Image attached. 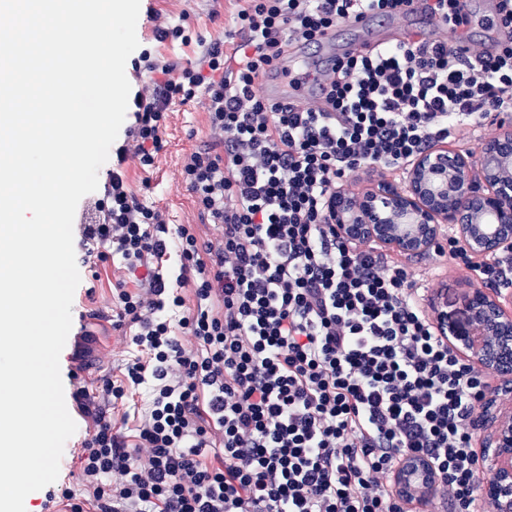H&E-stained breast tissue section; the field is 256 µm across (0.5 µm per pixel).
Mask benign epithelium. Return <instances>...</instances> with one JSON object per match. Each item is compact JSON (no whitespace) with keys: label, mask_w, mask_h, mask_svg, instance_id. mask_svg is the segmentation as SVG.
Here are the masks:
<instances>
[{"label":"benign epithelium","mask_w":512,"mask_h":512,"mask_svg":"<svg viewBox=\"0 0 512 512\" xmlns=\"http://www.w3.org/2000/svg\"><path fill=\"white\" fill-rule=\"evenodd\" d=\"M512 160V128L485 141L480 166L485 169ZM474 163L467 157L450 155L440 149L416 160L414 176L407 191L380 183L362 197L336 195L333 211L342 236L374 239L401 252L428 250L439 237L442 225L453 227L456 240L472 255L495 257L512 254V182L480 183L467 177ZM454 171L458 177L453 201L441 203L444 191L435 185L440 177ZM408 217L400 232L388 223L393 214ZM475 213L493 219L488 225L472 224ZM466 314L461 323L448 321L442 312L435 320L448 333L449 343L476 366L502 381L500 392L512 394V309L499 290L474 285L463 293ZM489 424L493 431L482 443L479 457L482 485L477 509L480 512H512V405L490 398L477 411L476 429Z\"/></svg>","instance_id":"obj_1"}]
</instances>
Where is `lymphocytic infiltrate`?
<instances>
[{
	"label": "lymphocytic infiltrate",
	"mask_w": 512,
	"mask_h": 512,
	"mask_svg": "<svg viewBox=\"0 0 512 512\" xmlns=\"http://www.w3.org/2000/svg\"><path fill=\"white\" fill-rule=\"evenodd\" d=\"M461 2L242 0L193 60L134 61L149 78L129 96L82 242L140 275L137 291L116 285L114 312L147 357L102 392L119 401L147 383L152 404L130 448L98 417L80 455L90 496L71 512H412L393 486L407 454L426 461L450 512H475L485 374L420 305V272L345 239L330 203L362 165L405 171L451 133L480 139L512 113V0H496V49L410 39L337 62L321 99L275 104L260 90L292 43L358 12L398 19L409 4L460 32ZM194 101L208 142L174 182L217 224L204 241L170 227L125 174L154 168L172 106ZM187 285L193 306L173 319Z\"/></svg>",
	"instance_id": "lymphocytic-infiltrate-1"
}]
</instances>
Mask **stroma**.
Listing matches in <instances>:
<instances>
[{
    "mask_svg": "<svg viewBox=\"0 0 512 512\" xmlns=\"http://www.w3.org/2000/svg\"><path fill=\"white\" fill-rule=\"evenodd\" d=\"M240 5L239 0H141L136 34L140 47L150 48L160 56L182 62L193 59L194 48L180 42H156L153 38L151 14L159 13L171 23L189 26L204 40L223 36L225 29ZM207 139L205 114L193 102L175 104L169 123L162 134V149L155 168L143 172L128 168L127 182L131 190L146 204L156 206L169 215L172 224L193 225L197 235L211 236L215 227L201 218L192 197L185 189L176 187L173 174L184 154L202 145ZM81 281L72 304V327L60 356V371L66 406L77 425L75 434L66 443L67 451L57 480L32 492L28 512H63L64 491L82 493L81 464L78 452L81 443L92 432V418L84 416L75 399L76 383L71 377L73 367L89 364L96 370L97 382L119 380L127 362L136 349L130 342L129 327L112 323V291L117 282L134 287L136 278L125 270L120 260L99 261L88 256L83 247H76ZM408 262L432 275L445 273L447 286L438 295L436 305L441 312L455 314L461 307V294L477 282L475 272L458 265L448 254L432 251L408 255ZM151 400L148 386H140L121 403H100L99 409L110 420L115 431L126 442H134L136 426L147 411Z\"/></svg>",
    "mask_w": 512,
    "mask_h": 512,
    "instance_id": "1",
    "label": "stroma"
}]
</instances>
